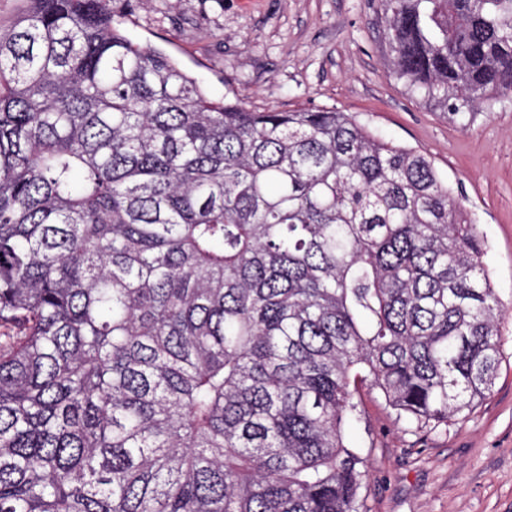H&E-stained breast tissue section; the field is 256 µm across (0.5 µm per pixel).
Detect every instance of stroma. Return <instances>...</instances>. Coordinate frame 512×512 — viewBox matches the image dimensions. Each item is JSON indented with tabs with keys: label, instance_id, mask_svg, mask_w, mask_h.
<instances>
[{
	"label": "stroma",
	"instance_id": "obj_1",
	"mask_svg": "<svg viewBox=\"0 0 512 512\" xmlns=\"http://www.w3.org/2000/svg\"><path fill=\"white\" fill-rule=\"evenodd\" d=\"M115 19L164 49L209 95L259 111L351 114L424 153L486 240L504 307L495 386L469 413L424 427L368 384L346 436L364 461L358 512H512V94L465 116L394 74L376 0H115Z\"/></svg>",
	"mask_w": 512,
	"mask_h": 512
}]
</instances>
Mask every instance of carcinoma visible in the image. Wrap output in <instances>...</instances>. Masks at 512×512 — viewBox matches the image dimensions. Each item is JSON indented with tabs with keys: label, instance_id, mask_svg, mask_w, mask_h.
I'll return each instance as SVG.
<instances>
[{
	"label": "carcinoma",
	"instance_id": "cac0c4a2",
	"mask_svg": "<svg viewBox=\"0 0 512 512\" xmlns=\"http://www.w3.org/2000/svg\"><path fill=\"white\" fill-rule=\"evenodd\" d=\"M0 31V512H357L366 381L492 390L503 309L431 160L345 112L216 101L112 0ZM395 75L512 93V0H379Z\"/></svg>",
	"mask_w": 512,
	"mask_h": 512
}]
</instances>
